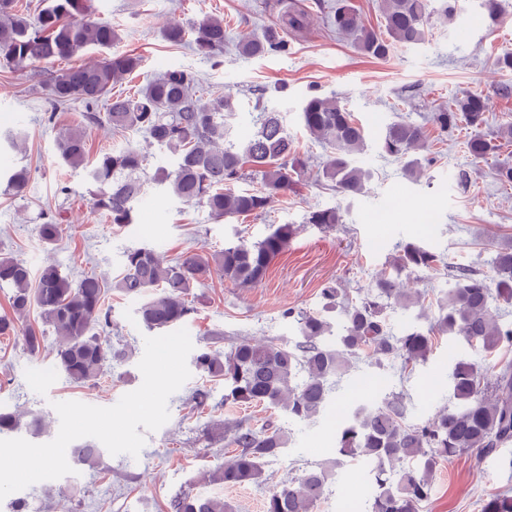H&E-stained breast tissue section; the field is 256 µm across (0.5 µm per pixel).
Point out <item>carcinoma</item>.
Returning a JSON list of instances; mask_svg holds the SVG:
<instances>
[{"label":"carcinoma","instance_id":"1","mask_svg":"<svg viewBox=\"0 0 512 512\" xmlns=\"http://www.w3.org/2000/svg\"><path fill=\"white\" fill-rule=\"evenodd\" d=\"M386 34L366 26L349 0H340L333 21L349 36L363 55L384 59L393 44L416 45L425 40L433 15L449 20L450 0H381ZM92 0H45L35 20L17 9L15 0H0V61L15 69L33 63H55L87 47L112 49L119 33L112 23L90 21ZM302 16L294 14L269 27L262 37H245L237 44L244 57L282 50L281 31L299 29ZM173 45L189 43L201 55L210 56L224 48V21L215 17L174 23L163 31ZM139 56L114 52L101 60L71 67L52 76V98L64 103L78 97L89 106L104 109L105 121L114 129L143 133L151 143L169 152L173 169L157 166L153 181L184 203L204 205L216 219L255 215L267 211L278 198L293 191L295 175L303 161L294 155L293 142L280 113L267 111L257 118V130L245 142L232 140L229 120L238 112L230 94L205 97L195 76L183 69H170L129 95L114 94V87L141 68ZM487 95L482 90L459 93L446 107L430 113L429 121L442 130L465 126L471 130L468 153L487 157L499 141H512V123L499 128L495 137L483 133ZM93 113L89 119L98 121ZM301 121L309 136L331 149L323 174L335 183L345 198L365 193L372 171L355 164L353 156L365 150L366 136L340 101L313 95L301 110ZM423 127L407 121L386 126L379 153L404 163L413 178L421 171L411 153L423 144ZM60 160L69 168L86 166L84 132L72 130L58 142ZM146 155L127 146L102 154L87 171L92 206L122 228L135 223L138 202L145 192L140 178ZM253 172L261 177L257 190L237 191L234 184ZM29 182L25 168L7 177L8 191L24 194ZM306 223L330 229L343 223L336 207L309 211ZM42 241L54 244L62 232L52 220L37 225ZM294 234L290 224L273 226L261 241L248 245L228 243L201 256L190 254L164 264L155 251L135 246L123 252L122 273L112 288L139 301L137 313L150 331L167 330L194 314L188 300L192 288L214 273L240 284L252 285L265 279L272 261L288 246ZM493 277L470 269H448L454 286L439 299L438 315L419 310L427 327L409 326L401 335L391 333L388 310L408 312L418 306L419 296L400 287L391 275L381 273L356 303L341 302L345 289L327 286L323 311L300 313L297 324L301 340L290 348L271 340H243L224 353L205 349L194 357L202 374L224 381V399L240 405L273 409L294 421L317 417L339 379L367 358L378 369L394 360L402 369L426 362L433 338L458 336L470 344L473 358L457 360L448 373L449 404L431 419L410 425L404 422L405 404L392 392L379 405L361 404L337 436L336 459L304 471L297 480L268 495L264 512H313L335 469L346 460L364 459L372 465L377 492L368 512H420L432 493V474L445 459L469 451L493 452L512 441V367L505 366L488 381L494 370L489 357L502 345L512 344V323L503 322L512 304V242L493 240ZM441 259L414 243L405 244L393 267L433 270ZM29 265L12 257H0V288L11 289L12 315L0 316V336H14L18 321L31 308L39 309L42 327L23 331L27 352L36 353L47 337L56 336V369L71 383L91 384L104 374L112 357V346L101 333L110 328L105 306L108 288L95 275L73 282L56 265L40 268L32 284ZM339 315L333 340L329 314ZM235 453L211 480L226 487L255 483L262 477L267 458H276L288 448V432L280 427L255 431L240 424L227 429ZM84 465L98 461L101 449L86 442L73 451ZM173 512H232L216 498L183 493L172 503ZM481 512H512V492L503 491L484 502Z\"/></svg>","mask_w":512,"mask_h":512}]
</instances>
